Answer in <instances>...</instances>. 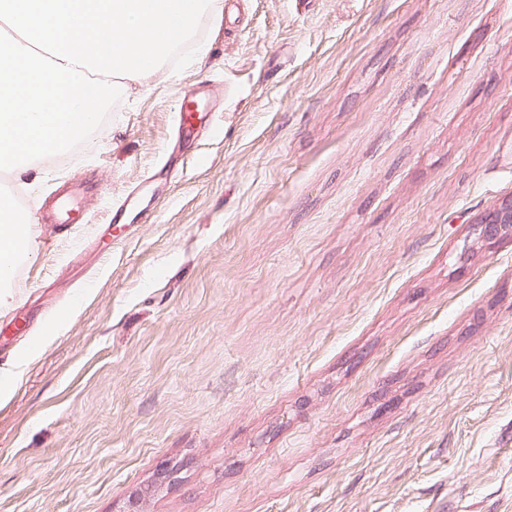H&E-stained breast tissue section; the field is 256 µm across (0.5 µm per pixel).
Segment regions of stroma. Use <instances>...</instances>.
<instances>
[{"label": "stroma", "mask_w": 512, "mask_h": 512, "mask_svg": "<svg viewBox=\"0 0 512 512\" xmlns=\"http://www.w3.org/2000/svg\"><path fill=\"white\" fill-rule=\"evenodd\" d=\"M221 2L0 171L89 210L0 306V512H512V0ZM509 230H512V201L502 203L481 225L482 235L487 239H494L501 232Z\"/></svg>", "instance_id": "stroma-1"}]
</instances>
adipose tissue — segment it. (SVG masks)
<instances>
[{
    "label": "adipose tissue",
    "instance_id": "adipose-tissue-1",
    "mask_svg": "<svg viewBox=\"0 0 512 512\" xmlns=\"http://www.w3.org/2000/svg\"><path fill=\"white\" fill-rule=\"evenodd\" d=\"M33 237L31 220L9 194L0 192V303L8 298L17 266L32 256Z\"/></svg>",
    "mask_w": 512,
    "mask_h": 512
}]
</instances>
